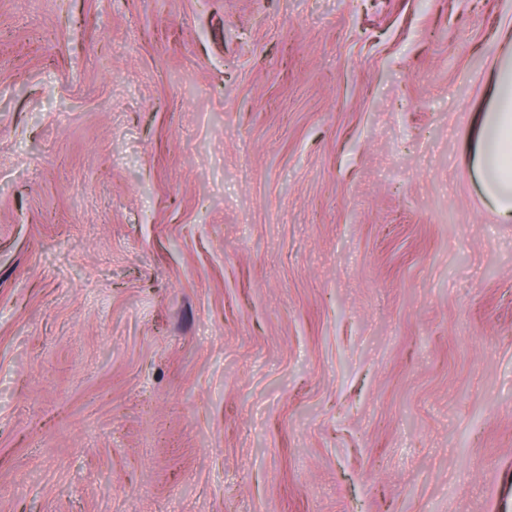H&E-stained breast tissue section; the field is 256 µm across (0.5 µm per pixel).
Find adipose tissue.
<instances>
[{
	"label": "adipose tissue",
	"instance_id": "ef3b65f1",
	"mask_svg": "<svg viewBox=\"0 0 512 512\" xmlns=\"http://www.w3.org/2000/svg\"><path fill=\"white\" fill-rule=\"evenodd\" d=\"M491 94L473 143L472 163L484 200L503 222L512 221V60L491 77Z\"/></svg>",
	"mask_w": 512,
	"mask_h": 512
}]
</instances>
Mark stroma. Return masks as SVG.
<instances>
[{"mask_svg":"<svg viewBox=\"0 0 512 512\" xmlns=\"http://www.w3.org/2000/svg\"><path fill=\"white\" fill-rule=\"evenodd\" d=\"M512 0H0V512H512ZM487 112H482L472 163L484 200L505 223L512 221V59L492 72Z\"/></svg>","mask_w":512,"mask_h":512,"instance_id":"35a3bbf8","label":"stroma"}]
</instances>
